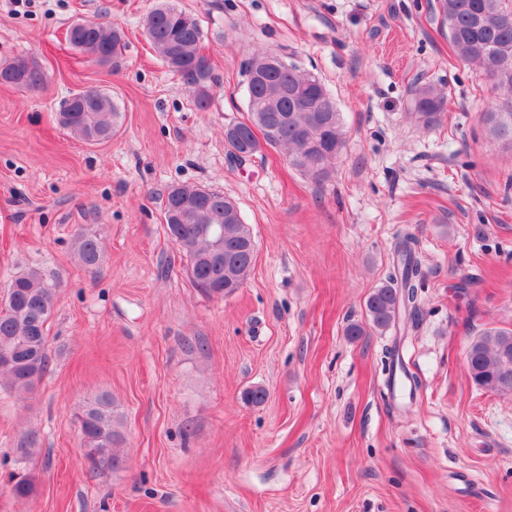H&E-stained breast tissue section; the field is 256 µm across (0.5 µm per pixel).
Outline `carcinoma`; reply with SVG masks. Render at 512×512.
<instances>
[{
  "label": "carcinoma",
  "mask_w": 512,
  "mask_h": 512,
  "mask_svg": "<svg viewBox=\"0 0 512 512\" xmlns=\"http://www.w3.org/2000/svg\"><path fill=\"white\" fill-rule=\"evenodd\" d=\"M441 24L458 57L474 65L480 74L500 89L505 101L500 109L485 112L482 121L494 140L512 143V4L509 0H437ZM145 36L161 62L183 80L200 111L212 99V66L200 53L203 31L192 14L169 0H160L145 20ZM71 46L89 61L106 64L120 54L124 32L115 23L74 22L68 30ZM14 79L12 86L37 89L46 74L29 58H16L0 65V77ZM247 117L224 127V144L229 155L250 159L267 148L282 149L288 163L302 175L322 181L328 178L345 145L343 122L338 108L330 112H305L293 107L300 98L313 106L320 100L334 102L321 80L313 73L288 62L263 71L246 84ZM447 96L438 86L424 82L414 89V116L426 130L439 125ZM60 124L76 138L99 144L112 139L121 127V113L111 98L98 92L90 107L73 96L64 102ZM279 127L276 137L258 138L253 129ZM164 217L167 233L186 260L192 283L210 297L224 298L240 288L251 270L256 243L250 225L244 223L236 200L221 191L201 186L178 185L166 195ZM83 266L96 270L103 261L102 237L80 231L74 239ZM420 241L408 229L396 236L394 258L385 281L365 301L368 325L381 332L391 327L408 331L420 314V291L424 272L419 256ZM60 277L39 267H26L11 276L0 299V385L18 392L33 389L45 374L49 358L47 329L57 304ZM466 357L473 383L489 392L512 395V329L483 330L469 344ZM381 399L391 407L397 383H409V397L420 389L418 378L403 356L402 337L397 336L382 350ZM80 439L85 458L94 468L120 464L118 447L123 442L112 401L100 395L90 401L80 416ZM13 494L28 499L35 485L27 473L8 474Z\"/></svg>",
  "instance_id": "carcinoma-1"
}]
</instances>
